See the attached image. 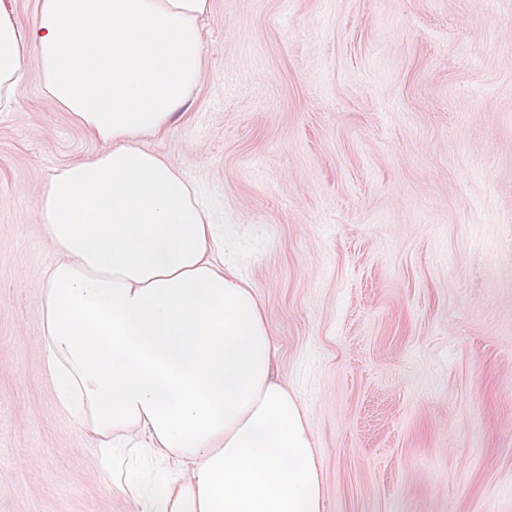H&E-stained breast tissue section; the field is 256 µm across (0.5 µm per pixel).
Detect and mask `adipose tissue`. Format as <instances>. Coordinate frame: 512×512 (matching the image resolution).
<instances>
[{
    "label": "adipose tissue",
    "mask_w": 512,
    "mask_h": 512,
    "mask_svg": "<svg viewBox=\"0 0 512 512\" xmlns=\"http://www.w3.org/2000/svg\"><path fill=\"white\" fill-rule=\"evenodd\" d=\"M211 0L0 7V112L29 69L99 144L44 183L58 259L39 283L43 371L134 512H323L305 414L253 286L219 259L193 187L145 139L186 112ZM8 8L18 23L31 27L36 21V0H0Z\"/></svg>",
    "instance_id": "ef3b65f1"
}]
</instances>
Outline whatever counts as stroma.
<instances>
[{"mask_svg":"<svg viewBox=\"0 0 512 512\" xmlns=\"http://www.w3.org/2000/svg\"><path fill=\"white\" fill-rule=\"evenodd\" d=\"M194 185L305 411L324 512H512V0H211ZM98 149L37 70L0 112V512H131L58 407L43 181Z\"/></svg>","mask_w":512,"mask_h":512,"instance_id":"1","label":"stroma"}]
</instances>
